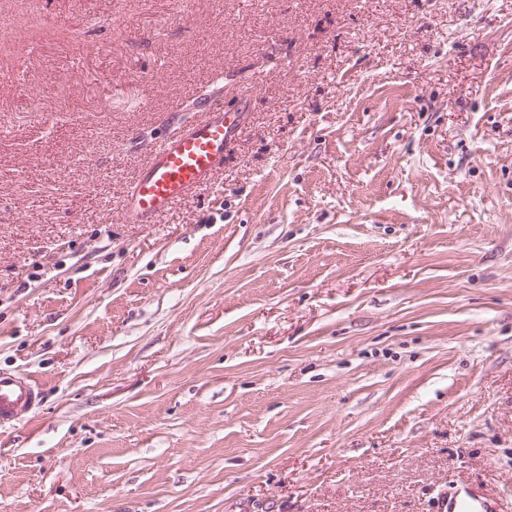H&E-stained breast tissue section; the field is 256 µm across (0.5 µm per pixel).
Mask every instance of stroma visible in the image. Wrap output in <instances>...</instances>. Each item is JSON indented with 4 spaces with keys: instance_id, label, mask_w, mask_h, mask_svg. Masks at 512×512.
Returning <instances> with one entry per match:
<instances>
[{
    "instance_id": "35a3bbf8",
    "label": "stroma",
    "mask_w": 512,
    "mask_h": 512,
    "mask_svg": "<svg viewBox=\"0 0 512 512\" xmlns=\"http://www.w3.org/2000/svg\"><path fill=\"white\" fill-rule=\"evenodd\" d=\"M0 371V512H512V0H0ZM189 111L199 112V118L179 123V114ZM166 112L167 131L128 187L123 207L127 223L155 224L162 214L207 188L224 168V157L245 119L244 112L224 109L222 77L197 87L189 99ZM35 382L0 372V424L32 411L40 401ZM497 504L490 502L478 493L464 491L455 492L444 497L437 507V512H498Z\"/></svg>"
}]
</instances>
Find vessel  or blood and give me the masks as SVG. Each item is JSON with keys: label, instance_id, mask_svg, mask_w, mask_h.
<instances>
[{"label": "vessel or blood", "instance_id": "b4317fda", "mask_svg": "<svg viewBox=\"0 0 512 512\" xmlns=\"http://www.w3.org/2000/svg\"><path fill=\"white\" fill-rule=\"evenodd\" d=\"M189 111L197 113V120L179 123V114ZM244 119L243 113L225 110L224 84L219 79L173 104L167 111L165 134L128 187L125 222L157 223L162 214L207 188L223 169ZM39 401L35 382L0 372V424L32 411ZM437 512H498V508L478 493L467 491L443 498Z\"/></svg>", "mask_w": 512, "mask_h": 512}]
</instances>
